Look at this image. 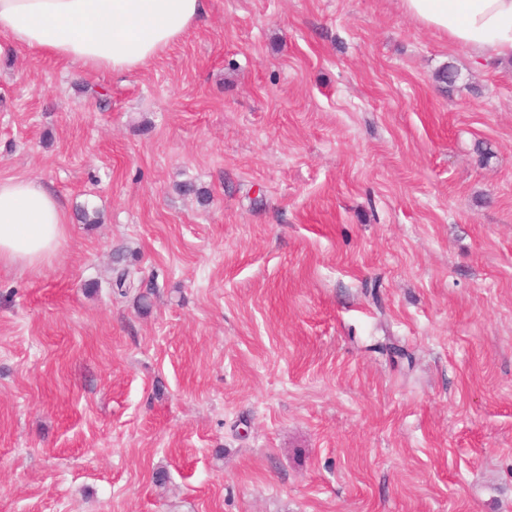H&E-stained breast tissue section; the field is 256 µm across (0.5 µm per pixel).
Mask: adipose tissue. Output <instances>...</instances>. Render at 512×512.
<instances>
[{
	"mask_svg": "<svg viewBox=\"0 0 512 512\" xmlns=\"http://www.w3.org/2000/svg\"><path fill=\"white\" fill-rule=\"evenodd\" d=\"M403 12L490 65L512 58V0H400ZM205 0H0V55L28 47L84 70L131 72L185 36ZM58 196L0 179V266L46 262L66 234Z\"/></svg>",
	"mask_w": 512,
	"mask_h": 512,
	"instance_id": "adipose-tissue-1",
	"label": "adipose tissue"
}]
</instances>
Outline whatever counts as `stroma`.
I'll return each mask as SVG.
<instances>
[{
	"instance_id": "obj_1",
	"label": "stroma",
	"mask_w": 512,
	"mask_h": 512,
	"mask_svg": "<svg viewBox=\"0 0 512 512\" xmlns=\"http://www.w3.org/2000/svg\"><path fill=\"white\" fill-rule=\"evenodd\" d=\"M11 177L71 217L0 267V512H512V60L207 0L134 72L1 57Z\"/></svg>"
}]
</instances>
